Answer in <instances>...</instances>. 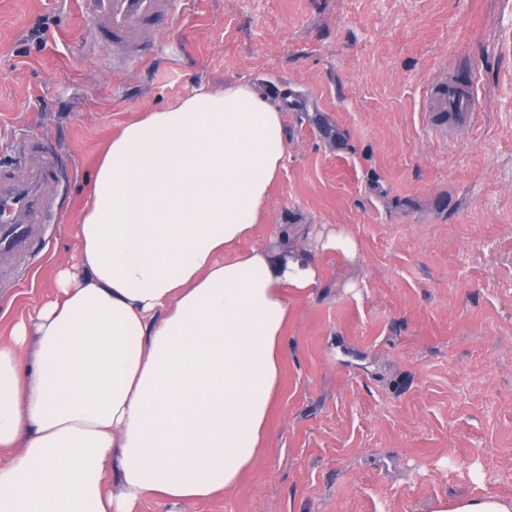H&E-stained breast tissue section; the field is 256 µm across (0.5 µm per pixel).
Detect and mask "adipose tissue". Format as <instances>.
Returning <instances> with one entry per match:
<instances>
[{"mask_svg":"<svg viewBox=\"0 0 512 512\" xmlns=\"http://www.w3.org/2000/svg\"><path fill=\"white\" fill-rule=\"evenodd\" d=\"M286 152L280 113L245 84L113 136L74 266L0 344V512H135L240 484L268 444L288 294L319 282L295 248L233 252Z\"/></svg>","mask_w":512,"mask_h":512,"instance_id":"adipose-tissue-1","label":"adipose tissue"}]
</instances>
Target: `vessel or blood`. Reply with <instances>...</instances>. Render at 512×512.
Returning <instances> with one entry per match:
<instances>
[{
  "mask_svg": "<svg viewBox=\"0 0 512 512\" xmlns=\"http://www.w3.org/2000/svg\"><path fill=\"white\" fill-rule=\"evenodd\" d=\"M91 24L92 41L110 43L113 61L125 67L148 57L159 28L173 16L177 0H81ZM438 110L469 117L479 103L472 88L447 96L436 88ZM69 166L48 138L26 137L14 160L0 169V255L28 259L44 239L47 225L56 223L59 201L50 199Z\"/></svg>",
  "mask_w": 512,
  "mask_h": 512,
  "instance_id": "obj_1",
  "label": "vessel or blood"
}]
</instances>
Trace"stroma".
Segmentation results:
<instances>
[{
	"label": "stroma",
	"instance_id": "stroma-1",
	"mask_svg": "<svg viewBox=\"0 0 512 512\" xmlns=\"http://www.w3.org/2000/svg\"><path fill=\"white\" fill-rule=\"evenodd\" d=\"M89 30L81 0H0V162L40 133L72 166L43 251L0 279V343L74 263L108 140L244 82L277 105L288 145L240 248L287 226L322 282L288 298L267 448L233 491L170 512L512 497V0H181L154 59L124 69ZM463 76L480 111L438 123L430 87ZM335 231L355 257L324 248Z\"/></svg>",
	"mask_w": 512,
	"mask_h": 512
}]
</instances>
